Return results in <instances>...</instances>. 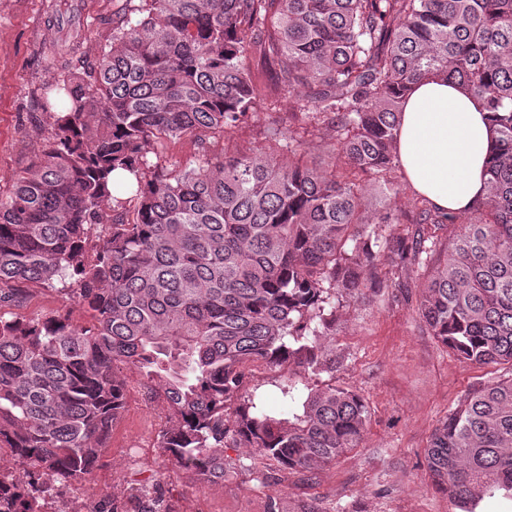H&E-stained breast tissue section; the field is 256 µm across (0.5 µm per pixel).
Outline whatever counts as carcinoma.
Here are the masks:
<instances>
[{"label":"carcinoma","instance_id":"obj_1","mask_svg":"<svg viewBox=\"0 0 512 512\" xmlns=\"http://www.w3.org/2000/svg\"><path fill=\"white\" fill-rule=\"evenodd\" d=\"M257 56L271 71L262 87ZM436 76L492 113L488 194L451 245L456 216L421 202L379 239L365 188L391 180L402 103ZM43 102L41 155L0 192V512H43L40 477L79 485L99 467L138 372L166 403L158 447L171 469L224 480V449L288 471L336 461L362 441L364 400L334 384L292 417L244 390L247 366L333 375L336 299L432 268L419 317L475 364L512 363V0H127L96 66L61 73ZM304 90L296 110L336 128L326 159L217 153L257 100ZM193 137L174 170L156 146ZM136 188L114 196L112 173ZM389 274L382 273L381 260ZM81 306L11 315L32 287ZM435 486L460 512L512 499V376L469 391L427 449ZM112 512H172L147 481Z\"/></svg>","mask_w":512,"mask_h":512}]
</instances>
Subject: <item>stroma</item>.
<instances>
[{
	"label": "stroma",
	"mask_w": 512,
	"mask_h": 512,
	"mask_svg": "<svg viewBox=\"0 0 512 512\" xmlns=\"http://www.w3.org/2000/svg\"><path fill=\"white\" fill-rule=\"evenodd\" d=\"M126 0H0V191L28 168L41 151L53 118L41 103L55 78L46 66L61 46L77 44L73 66L96 63L105 38ZM296 95L281 92L257 101L220 146L260 156L284 152L286 141L271 136L272 121L287 119ZM417 288L365 289L336 306L335 377L300 375L295 397L283 401L284 372L265 365L247 369L246 387L256 400L280 403L285 415L302 409L309 388L335 380L367 404L370 419L362 443L335 463L310 473L262 466L238 467L244 450L228 448L234 463L223 481L202 485L174 474L157 446L166 416L162 399L150 396L134 371H127L126 407L109 448L85 485L55 481L63 497H81L89 512H110L137 480L159 476V493L175 512H458L436 489L426 463L430 436L469 390L507 373L504 365H478L439 342L419 318ZM69 312L85 323L83 309L51 288L33 291L15 308L27 319Z\"/></svg>",
	"instance_id": "stroma-1"
}]
</instances>
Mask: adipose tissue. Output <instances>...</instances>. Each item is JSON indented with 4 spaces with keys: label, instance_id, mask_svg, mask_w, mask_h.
Returning a JSON list of instances; mask_svg holds the SVG:
<instances>
[{
    "label": "adipose tissue",
    "instance_id": "obj_1",
    "mask_svg": "<svg viewBox=\"0 0 512 512\" xmlns=\"http://www.w3.org/2000/svg\"><path fill=\"white\" fill-rule=\"evenodd\" d=\"M489 127L480 103L452 83L418 82L397 137L401 166L415 190L439 210L467 213L488 193Z\"/></svg>",
    "mask_w": 512,
    "mask_h": 512
}]
</instances>
